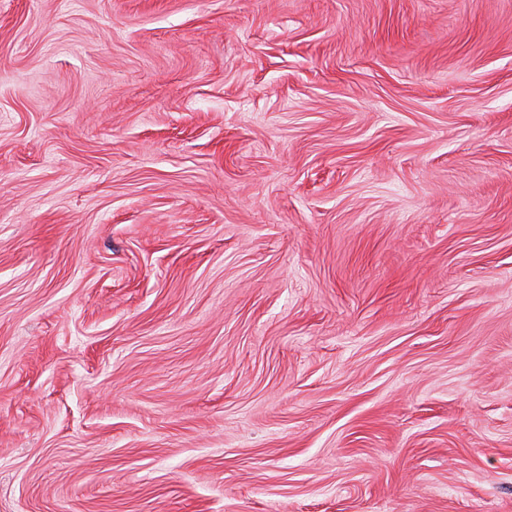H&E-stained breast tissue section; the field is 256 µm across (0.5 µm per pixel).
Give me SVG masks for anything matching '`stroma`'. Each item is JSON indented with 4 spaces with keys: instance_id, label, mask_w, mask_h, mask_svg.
Segmentation results:
<instances>
[{
    "instance_id": "35a3bbf8",
    "label": "stroma",
    "mask_w": 512,
    "mask_h": 512,
    "mask_svg": "<svg viewBox=\"0 0 512 512\" xmlns=\"http://www.w3.org/2000/svg\"><path fill=\"white\" fill-rule=\"evenodd\" d=\"M0 512H512V0H0Z\"/></svg>"
}]
</instances>
